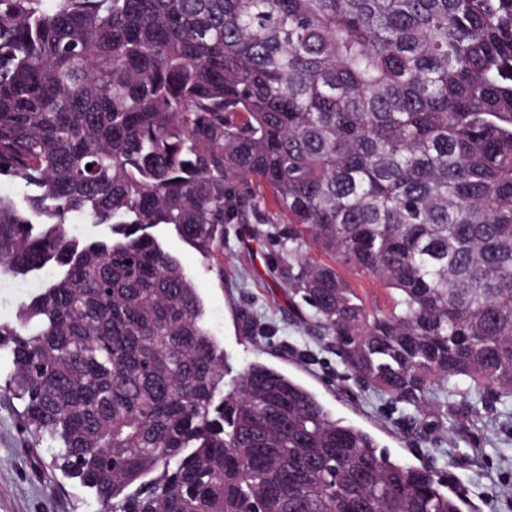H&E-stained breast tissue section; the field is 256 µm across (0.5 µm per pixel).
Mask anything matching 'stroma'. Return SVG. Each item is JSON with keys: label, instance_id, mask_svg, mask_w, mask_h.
Returning <instances> with one entry per match:
<instances>
[{"label": "stroma", "instance_id": "stroma-1", "mask_svg": "<svg viewBox=\"0 0 512 512\" xmlns=\"http://www.w3.org/2000/svg\"><path fill=\"white\" fill-rule=\"evenodd\" d=\"M182 264L228 356L225 384L262 363L313 391L333 417L370 432L392 458L442 469L472 512H512V405L471 413L457 396H439L416 422L384 394L348 379L328 337L309 333L274 271L275 239L232 224L224 251L204 260L167 226L154 229ZM18 401L0 397V512H95L90 494L49 466L46 443L28 434Z\"/></svg>", "mask_w": 512, "mask_h": 512}]
</instances>
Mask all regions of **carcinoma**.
<instances>
[{"label": "carcinoma", "mask_w": 512, "mask_h": 512, "mask_svg": "<svg viewBox=\"0 0 512 512\" xmlns=\"http://www.w3.org/2000/svg\"><path fill=\"white\" fill-rule=\"evenodd\" d=\"M2 178L0 277L60 272L0 318V395L99 512H463L274 368L216 400L224 349L151 229L209 260L282 218L279 280L361 385L410 420L437 389L512 401V0H0ZM69 231L81 240L105 239L110 236V229L106 224H85L80 217H70ZM341 274L354 288L358 289L359 294L367 306L371 308L376 306L388 308L392 304L393 299L390 290L378 280L355 276L347 271H341Z\"/></svg>", "instance_id": "1"}]
</instances>
